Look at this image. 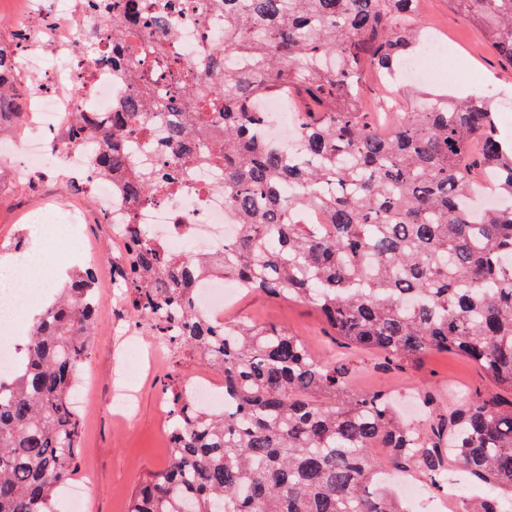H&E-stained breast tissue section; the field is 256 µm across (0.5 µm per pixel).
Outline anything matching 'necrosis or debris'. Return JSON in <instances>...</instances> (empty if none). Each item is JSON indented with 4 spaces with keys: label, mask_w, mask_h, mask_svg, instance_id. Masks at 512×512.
I'll return each instance as SVG.
<instances>
[{
    "label": "necrosis or debris",
    "mask_w": 512,
    "mask_h": 512,
    "mask_svg": "<svg viewBox=\"0 0 512 512\" xmlns=\"http://www.w3.org/2000/svg\"><path fill=\"white\" fill-rule=\"evenodd\" d=\"M165 3L169 24L160 41L164 54L177 58L187 71L205 76L213 46L223 37V12L209 0ZM20 4L7 20L17 42L12 69L29 76L33 87L27 93L24 132L0 136V174L8 173L17 182L36 170H67L74 173L77 189L92 191L119 242H127L134 228L175 253L185 244L195 254L223 255L225 241L237 235L238 227L224 202V175L216 165L183 156L169 167L174 177L170 191L142 201L124 192L127 178L159 164L173 114L150 115L142 135L126 138L133 163L124 176L95 171L97 138L73 142L65 134L77 113L108 115L139 92L130 72L113 67L111 37L99 43L95 62L84 58L89 29L108 26L100 0H20ZM242 292L239 282H226L218 273L198 283L193 302L210 322L229 326L233 323L229 312ZM28 294V282L0 276L1 375L13 372L19 361V340L28 321L23 301Z\"/></svg>",
    "instance_id": "necrosis-or-debris-1"
}]
</instances>
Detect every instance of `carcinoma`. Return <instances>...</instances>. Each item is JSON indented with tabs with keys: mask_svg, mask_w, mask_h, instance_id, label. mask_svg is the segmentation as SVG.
I'll use <instances>...</instances> for the list:
<instances>
[{
	"mask_svg": "<svg viewBox=\"0 0 512 512\" xmlns=\"http://www.w3.org/2000/svg\"><path fill=\"white\" fill-rule=\"evenodd\" d=\"M150 0H103L112 61L132 67L143 31L167 16ZM512 66V0H449ZM224 39L209 81L192 82L167 60L141 74L142 94L166 84L182 94L186 121L169 124V160L196 134L224 122L203 160L224 168V197L240 226L224 242V274L271 299L314 308L349 349L397 366L453 351L498 390L439 401L409 421L382 391L350 385L349 362L316 357L300 334L241 319L216 330L192 301L214 260L177 258L135 235L125 256L132 308L152 336L224 377L230 406L194 412L181 371L165 384L175 452L148 472L128 512H414L391 482L415 474L440 493L448 476L491 488L459 496L460 512H512V143L500 139L491 93L406 91L387 124L359 102L363 80L399 76L429 44L420 0H213ZM24 79L0 88V118L23 117ZM288 91L301 104V142L289 152L263 135L255 100ZM133 98L100 123L70 126L99 138L103 170L130 164L122 138L144 120ZM485 178L498 199L473 205ZM162 174L130 180L134 200ZM324 211L330 232L300 219ZM94 277L77 273L34 318L21 363L0 377V512H59L76 469L80 421L74 377L93 347Z\"/></svg>",
	"mask_w": 512,
	"mask_h": 512,
	"instance_id": "obj_1",
	"label": "carcinoma"
}]
</instances>
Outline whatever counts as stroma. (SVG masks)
<instances>
[{"label":"stroma","instance_id":"stroma-1","mask_svg":"<svg viewBox=\"0 0 512 512\" xmlns=\"http://www.w3.org/2000/svg\"><path fill=\"white\" fill-rule=\"evenodd\" d=\"M421 21L426 28H438L457 54L471 57L468 69L445 84V92L496 94L503 102L498 114L500 132L512 137V66L503 62L492 50L485 34L477 26L464 22L451 7L449 0H424ZM54 202L58 209H76L85 215L83 224L73 228L74 236L84 238L91 254L87 264L96 275L100 295L109 292L112 261L120 245L112 237L111 225L101 220L99 211L89 202L86 192L72 190L65 173L34 185L33 189L17 190L0 195V263L8 259L7 248L24 239L30 254H38L41 238L34 224L24 223V212H36L44 202ZM238 312L262 322L282 325L309 339L316 351L335 347L316 313L307 307L288 302L269 301L258 295L243 297ZM113 308L100 303L96 314L93 351L86 363L96 379L95 390L75 406L80 419V450L70 488L82 484L87 471H94L95 487L87 512H127L129 498L146 472L163 468L167 459L161 445L162 426L158 414L161 402L167 396L163 390L171 369V356L160 359L153 374L141 373L131 351L121 350L111 338ZM356 372L354 385L365 388H385L399 393L400 406L412 404L410 391L416 385L427 383L433 387L469 388L473 391L492 390L491 381L468 360L436 354L425 359L417 369L377 372L371 353L352 351L348 354ZM126 373L136 382L138 406L130 422L117 420L113 414V378Z\"/></svg>","mask_w":512,"mask_h":512}]
</instances>
